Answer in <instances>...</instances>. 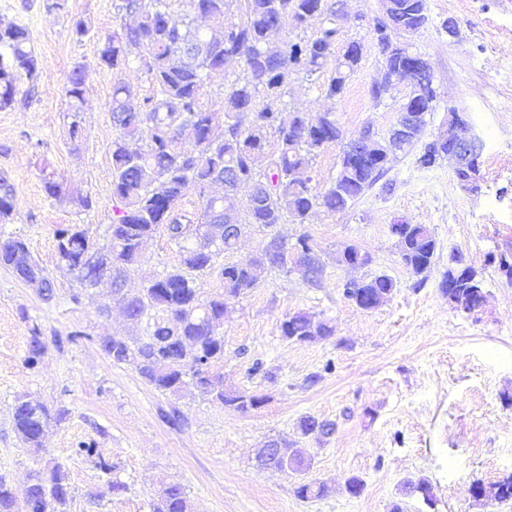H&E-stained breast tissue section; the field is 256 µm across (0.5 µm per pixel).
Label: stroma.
Segmentation results:
<instances>
[{"mask_svg":"<svg viewBox=\"0 0 512 512\" xmlns=\"http://www.w3.org/2000/svg\"><path fill=\"white\" fill-rule=\"evenodd\" d=\"M50 13L43 0H0V25L27 28L40 60L38 95L17 96L0 110V174L17 201L0 237L23 234L33 256L52 275L56 290L44 300L37 289L0 268V474L24 498L30 474L61 463L72 497L68 512H151L161 479L180 482L192 512H512L472 498L473 481L493 482L512 473V282L499 269L512 255V0H427L429 22L413 35L431 63L439 106L421 137L429 142L448 126V108L464 112L482 142L477 189L462 186L451 161L417 166L416 151L394 160L386 174L349 209L316 212L307 223L286 222L277 231L288 242L309 235L324 261L318 281L298 271L268 273L258 288L232 301L224 315V360L216 365L225 388L257 390L268 402L247 414L212 403L189 387L179 395L149 386L129 365L117 366L98 345L108 334L142 336L122 303L100 290L73 304L76 283L56 253V232L73 224L105 240L112 222V139L108 111L112 84L123 79L138 97L149 82L137 63L116 71L99 59L102 40L117 27L116 0H67ZM379 0H345L358 17L342 41H361L364 53L344 93L318 95L305 75H294L288 105L335 112L346 137L364 128L385 133L396 118L398 98L376 104L370 95L380 78L372 30ZM88 28L72 31L73 21ZM455 21L456 35L446 30ZM87 74L79 147L68 139L67 77L75 66ZM61 184L65 198L47 183ZM91 195L82 208L77 195ZM422 224L437 243L425 278L401 262L391 226ZM358 245L373 262L363 270L337 263V249ZM457 251L483 281L482 312L453 311L439 284L448 255ZM177 247L165 234L147 239L129 282L164 274L177 265ZM385 274L395 284L390 298L372 310L344 294L356 275ZM109 306V316L98 313ZM324 315L335 327L327 341L297 344L280 333L297 312ZM39 325L47 350L36 366L26 362L29 327ZM262 361L275 382L250 377ZM317 376L308 385L309 376ZM25 397L66 410L35 455L22 448L12 407ZM184 417L173 427L172 412ZM312 416L334 422L333 435L315 439L298 425ZM283 437L311 459L308 478L334 485L327 497L302 500L295 474L256 467L253 451ZM93 442L112 465L104 475L79 443ZM364 483L360 496L345 490L347 478ZM410 477L429 480L435 497L407 494ZM127 486L112 495L110 480Z\"/></svg>","mask_w":512,"mask_h":512,"instance_id":"obj_1","label":"stroma"}]
</instances>
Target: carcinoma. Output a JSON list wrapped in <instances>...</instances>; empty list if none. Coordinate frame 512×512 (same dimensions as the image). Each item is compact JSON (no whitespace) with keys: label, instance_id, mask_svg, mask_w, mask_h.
I'll return each mask as SVG.
<instances>
[{"label":"carcinoma","instance_id":"carcinoma-1","mask_svg":"<svg viewBox=\"0 0 512 512\" xmlns=\"http://www.w3.org/2000/svg\"><path fill=\"white\" fill-rule=\"evenodd\" d=\"M190 11L175 21L168 11V0H156V8L144 12L140 0H120L119 28L102 42L100 60L119 70L138 61L151 84L150 95L131 104L133 87L119 80L112 86L108 112L112 116V211L115 218L101 243L89 230L77 226L56 233L59 262L74 274L81 291L71 296L79 304L89 291L109 287L121 296L127 316L133 321L149 317L147 334L140 337L107 335L99 338L101 351L115 365H130L156 390L177 395L193 385L211 402L247 414L264 405L267 395L247 390H226L213 366L224 361V337L219 329L230 300L257 287L273 269L288 267V259L300 264L303 235L291 255L258 256L245 262L224 263L218 275L221 291L202 296L197 275L212 271L219 258L236 248V242L223 236L214 240L215 224H226L230 213L236 223L255 224L272 235L273 228L293 219L305 224L316 211L334 214L348 209L382 174L373 162L359 155L340 153L336 176L322 191L309 183L294 182L292 171L311 168L316 158L336 145L340 128L332 112L290 110L288 96L290 70L314 78L319 94L334 98L343 93L348 73L361 58L349 56L340 44L336 24V0H189ZM242 14L238 24H224L231 5ZM391 18L420 30L429 21L427 0H389ZM316 16L315 33L307 39L267 38L276 26H288V10ZM133 16L135 22L125 19ZM211 20L215 28L208 34L195 26L197 18ZM240 62L239 73L224 91L221 110L204 103L206 86L215 75L226 72L228 59ZM39 61L28 30L19 25L0 26V109L11 107L22 83L26 98L36 94ZM431 79L420 76L413 84L417 96L432 103L425 108L420 128L437 110L438 95L430 93ZM87 76L76 66L68 76L66 94L72 121L70 138L82 134L80 113L86 93ZM248 113L244 126L239 116ZM190 132L193 144L183 143ZM277 150L272 163L260 172L253 162L265 150L268 139ZM193 183L205 192L217 185L222 193L204 197L202 211L194 224L183 223L176 213L185 188ZM250 189L239 198V188ZM16 208L13 187L0 176V223L10 219ZM162 231L178 248L179 263L159 278L137 287L128 286L131 268L140 262L143 243ZM402 262L416 275L430 269L436 242L423 224H409L403 234ZM0 267L18 279L43 286L44 296L52 297L46 269L30 252L21 234L0 237ZM394 280L383 274L353 288L345 284L344 294L356 305L361 292L376 290L388 297ZM281 336L290 342L327 340L335 327L323 316L299 312L280 325ZM26 361L33 365L46 350L39 326L29 329ZM66 411L51 410L42 403L16 400L13 426L21 444L36 453L43 451V438L50 422L64 419ZM302 434L316 432L327 437L335 423L304 417ZM76 452L93 461L105 474L112 471L103 452L93 442H82ZM264 467L290 470L304 475L311 459L284 438L274 439L255 453ZM500 504L512 502V473L484 484ZM333 493L325 481L301 479L294 494L302 500L323 498ZM71 491L60 465L39 470L27 487L23 503H18L9 480L0 475V512H67ZM152 512H191L185 488L177 482H160L151 504Z\"/></svg>","mask_w":512,"mask_h":512}]
</instances>
